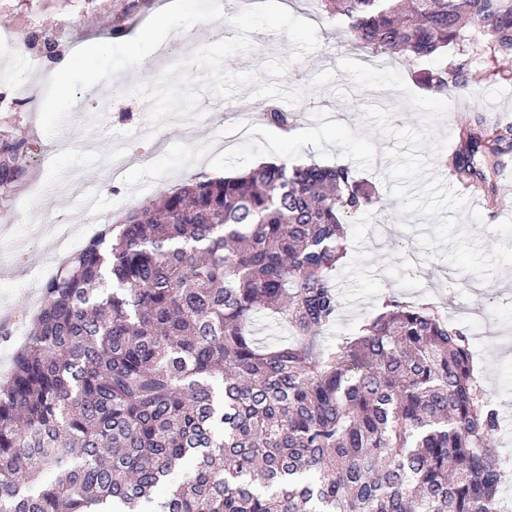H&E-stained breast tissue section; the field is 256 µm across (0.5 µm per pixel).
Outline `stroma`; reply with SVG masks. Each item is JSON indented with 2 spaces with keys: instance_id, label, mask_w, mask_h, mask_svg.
<instances>
[{
  "instance_id": "stroma-1",
  "label": "stroma",
  "mask_w": 512,
  "mask_h": 512,
  "mask_svg": "<svg viewBox=\"0 0 512 512\" xmlns=\"http://www.w3.org/2000/svg\"><path fill=\"white\" fill-rule=\"evenodd\" d=\"M165 0H94L79 7L77 0H0V39L12 37L17 49L0 55V141L21 139L32 145L23 175L0 186V378L6 376L23 347L31 320L43 301L37 278L54 274L56 264L46 257L54 243L57 223L72 225L78 244H85L101 229L94 212L67 195L69 180L93 183L97 210L119 224L128 212L191 178L224 177L260 164L288 166L318 163L351 167L382 198L383 204L356 216L348 226L347 255L333 281L340 301L336 322L325 335L333 340L357 334L364 318L382 301L399 296L426 303L445 315L450 324L470 336L483 386L496 401L500 428L491 441L501 460L512 457V266L498 268L489 281L463 273L440 253L426 254L417 241L421 217L401 214L390 194L384 152L395 139L370 129L362 109L373 104L392 109L395 127H422L423 117L405 105L401 92L357 90L342 59L369 61L371 66L398 70L415 94H423L416 75L447 65L453 52L414 61L401 54H368L346 42L335 25L321 20L315 0H298L296 17L315 22L318 46L292 63L282 83L306 95L291 106L293 120L287 132L267 125L262 112L268 101L254 99L249 88L230 97L202 94L198 117L172 123L144 137L149 104L134 94L169 64L196 49L225 38V22L198 24L171 32L165 53H155L129 68L113 82L78 92L68 120L53 137L39 124L47 78L26 62L30 37L51 36L56 48L103 41L117 30L134 31ZM249 53L227 59L230 71L258 69L273 56L288 57L293 45L286 35L255 32ZM512 72V61L492 59L475 48L467 92L448 94L449 110L434 127L435 137L458 140L476 114L512 119V82L500 71ZM130 161L119 178H112L118 154ZM481 222L463 215L461 224L485 249L501 240L495 225L512 217V206L496 208L490 197L470 199Z\"/></svg>"
}]
</instances>
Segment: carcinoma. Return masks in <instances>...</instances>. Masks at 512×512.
<instances>
[{
    "label": "carcinoma",
    "mask_w": 512,
    "mask_h": 512,
    "mask_svg": "<svg viewBox=\"0 0 512 512\" xmlns=\"http://www.w3.org/2000/svg\"><path fill=\"white\" fill-rule=\"evenodd\" d=\"M350 44L420 60L465 90L466 47L512 57V0H319ZM278 102L268 124L286 130ZM25 142L0 143V185ZM512 125L451 156L489 180ZM380 204L346 165L266 164L194 178L107 228L42 285L0 383V512H500L499 413L469 336L393 296L323 340L347 218ZM290 338L257 346L256 314Z\"/></svg>",
    "instance_id": "carcinoma-1"
}]
</instances>
